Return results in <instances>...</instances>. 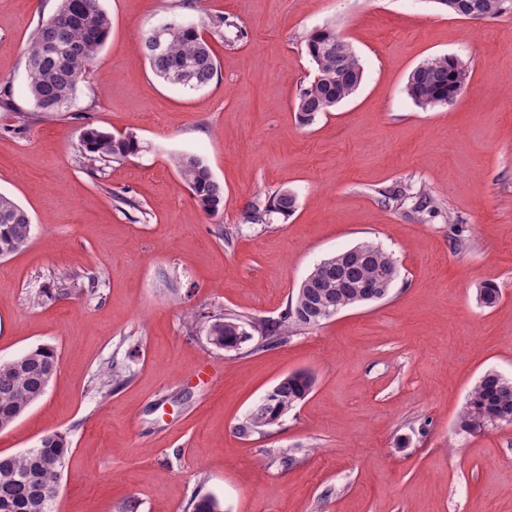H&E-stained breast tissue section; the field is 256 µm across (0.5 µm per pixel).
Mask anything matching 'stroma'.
Segmentation results:
<instances>
[{
	"label": "stroma",
	"mask_w": 512,
	"mask_h": 512,
	"mask_svg": "<svg viewBox=\"0 0 512 512\" xmlns=\"http://www.w3.org/2000/svg\"><path fill=\"white\" fill-rule=\"evenodd\" d=\"M59 0H0V193L32 219L0 259V362L48 345L43 396L0 430V455L48 432L71 452L52 512H512V425L458 428L486 372L512 379V14L470 20L436 0H101L110 35L67 111L21 124L26 51ZM226 14L233 28L214 33ZM210 42L216 78L198 90L156 77L142 39L169 20ZM331 26L361 57L357 92L302 126L314 77L306 39ZM448 55L471 77L449 105L422 107L410 73ZM132 132L117 162L80 152L86 128ZM197 153L224 186L206 216L176 167ZM402 186L433 211L385 203ZM287 190L297 208L250 224ZM130 197L118 207L113 194ZM371 242L399 277L265 350L209 344L204 316L278 318L321 260ZM96 276L34 304L61 277ZM495 283L487 307L479 292ZM120 385L105 382L111 363ZM315 386L277 425L236 428L283 376ZM293 454V466L280 458Z\"/></svg>",
	"instance_id": "stroma-1"
}]
</instances>
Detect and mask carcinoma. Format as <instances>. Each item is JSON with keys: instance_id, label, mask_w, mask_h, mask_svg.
I'll return each mask as SVG.
<instances>
[{"instance_id": "1", "label": "carcinoma", "mask_w": 512, "mask_h": 512, "mask_svg": "<svg viewBox=\"0 0 512 512\" xmlns=\"http://www.w3.org/2000/svg\"><path fill=\"white\" fill-rule=\"evenodd\" d=\"M472 9L486 18L512 13V0H471ZM177 29L169 35L164 48L156 54L149 47L151 35L143 39V52L151 70L160 79L190 90L209 85L218 73L216 58L207 40L196 27L173 21ZM111 20L100 0H60L57 11L41 22L28 47L25 93L40 114L64 112L75 99L89 66L104 46ZM341 34L332 28L311 32L306 39L307 53L315 64L319 80L311 81L295 101L294 112L306 126L321 112L336 106V99L355 85L363 73L360 59L351 45L336 46ZM470 79L467 68L447 55L435 56L412 71L407 93L426 85L442 98L460 95ZM82 150L93 159L122 160L140 151L137 136L128 132L113 135L96 128L85 130ZM178 173L191 190L199 208L213 217L224 211V186L195 153H185L177 160ZM297 198L280 191L267 204L253 208L246 216L250 224H268L273 214L286 217L295 211ZM32 222L27 211L7 195L0 194V258L22 248L31 238ZM358 254L338 253L317 264L300 284L295 296L287 301L276 320H243L226 314L208 321L209 343L224 350H236L243 343L257 339L256 348L282 344L297 329L317 326L328 320L325 310L352 306L369 287L387 272L398 279L394 261L378 247L363 243ZM76 284L59 283L54 291L35 295L38 304L70 294ZM58 356L48 346H38L19 357L0 363V426L15 423L44 394L56 373ZM314 376L307 371L285 375L257 403L238 433L249 436L279 419L312 392ZM512 410V380L488 372L469 394L459 418V427L468 433L479 432L496 423L512 424L498 412ZM70 442L59 432L43 435L37 446L19 455H0V502L11 504L15 512H51L62 469L56 462L66 461ZM188 512H223L214 496L194 497Z\"/></svg>"}]
</instances>
